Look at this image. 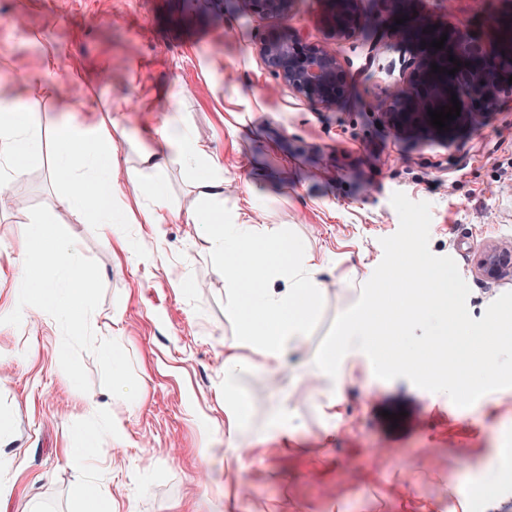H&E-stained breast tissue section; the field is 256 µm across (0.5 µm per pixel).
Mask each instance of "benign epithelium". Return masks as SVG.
I'll list each match as a JSON object with an SVG mask.
<instances>
[{
  "label": "benign epithelium",
  "instance_id": "1",
  "mask_svg": "<svg viewBox=\"0 0 512 512\" xmlns=\"http://www.w3.org/2000/svg\"><path fill=\"white\" fill-rule=\"evenodd\" d=\"M296 0H244L253 12L276 22L259 42L258 50L269 70L295 95L325 107L343 100L349 86L337 56L323 44L309 43L300 35L288 31L284 22ZM325 8L320 24L330 38L341 41L352 37L369 25L362 9V0H323ZM500 39L491 51L467 31L459 29L449 35L441 49L430 46L441 34L426 22L409 14L395 31L403 42H415L421 52L402 60L396 84L380 106L382 116L394 126L408 130L432 128L428 110L452 107L451 95L461 105L460 116L447 126L472 121L485 112L497 110L506 98H512V20L497 24ZM460 61V69L450 75L455 64L448 56ZM446 68L432 72L431 64ZM512 265V251L490 248L478 261V270L490 278L498 277Z\"/></svg>",
  "mask_w": 512,
  "mask_h": 512
}]
</instances>
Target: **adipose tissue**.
Here are the masks:
<instances>
[{
    "label": "adipose tissue",
    "instance_id": "adipose-tissue-1",
    "mask_svg": "<svg viewBox=\"0 0 512 512\" xmlns=\"http://www.w3.org/2000/svg\"><path fill=\"white\" fill-rule=\"evenodd\" d=\"M87 109L84 101L60 95L61 118L47 127L11 87H0V207L11 203V184L23 164L48 144L56 171L65 178L59 206L101 224L111 223L114 200L124 194L119 147L106 119L73 122V113ZM156 135L157 148L140 156L143 179L137 189L150 195L149 205L142 209L143 221L164 222L166 202L157 177L171 160H178L193 175L197 190V204L187 211L185 221L202 226V239L217 257L228 286V303L238 317L241 336L252 350L248 356H225L222 376L224 391L230 394L241 377L257 371L275 374L299 349L321 311L323 291L316 277L320 261L305 247L270 240L250 215H225L224 175L194 135L169 123ZM14 249L20 260L15 295L34 296L39 303L23 312L13 304L6 307V314L30 319L54 313L69 324L86 325L91 318L86 300L95 280L85 273L66 231L45 218L29 219L19 226ZM48 267L55 270V277L44 276ZM225 414L228 445L238 469L257 464L253 443L244 439L249 405L235 402L226 406ZM123 443L122 430L101 423L81 439L66 438L64 448L66 455L86 457L111 454Z\"/></svg>",
    "mask_w": 512,
    "mask_h": 512
}]
</instances>
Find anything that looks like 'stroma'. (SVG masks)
Listing matches in <instances>:
<instances>
[{
	"label": "stroma",
	"instance_id": "obj_1",
	"mask_svg": "<svg viewBox=\"0 0 512 512\" xmlns=\"http://www.w3.org/2000/svg\"><path fill=\"white\" fill-rule=\"evenodd\" d=\"M321 9V0H296L287 26L337 54L351 92L331 108L294 95L267 69L258 42L271 23L243 0H0V83H18L44 42L59 51L57 89L22 93L42 123L54 122L58 95L82 69L81 97L109 111L131 176L138 151L156 147V130L171 116L165 91L180 89L172 116L223 167L225 213L250 212L268 238L294 236L323 258L325 302L301 362L316 356L344 311L346 284L381 262V238L399 228L393 193L430 203L429 248L455 260L474 319L512 291V268L496 279L477 269L488 246L512 248V100L447 137L391 126L380 113L394 82L388 65L416 50L393 37L402 12L492 44L493 22L512 18V0H405L400 8L365 0L375 22L334 43ZM18 14L23 29L8 27ZM159 181L169 208L193 205L180 164L170 162ZM11 191L15 207L0 209V301L11 292L17 224L31 215L67 229L96 286L86 329L55 315L0 321V430L12 440L11 466L0 471L11 487L8 512L28 499L38 512H95L96 499L83 495L88 484L109 491L112 512H182L190 500L226 512L234 488L224 476L221 369L241 337L218 261L195 225L141 223L129 194L112 213L123 244L105 249L99 225L58 205L62 185L46 151ZM183 279L189 288H180ZM116 336L113 363L104 352ZM133 379L142 384L135 406L112 395ZM281 394L290 395L301 426L271 434L259 445L262 466L242 472L248 512H417L422 503L457 512L460 501L479 498L490 512H512V388L461 408L365 368L329 410L288 373L274 385L256 372L234 394L251 407L250 432L265 430ZM102 418L122 427L123 447L104 460L67 456L64 435L80 436Z\"/></svg>",
	"mask_w": 512,
	"mask_h": 512
}]
</instances>
